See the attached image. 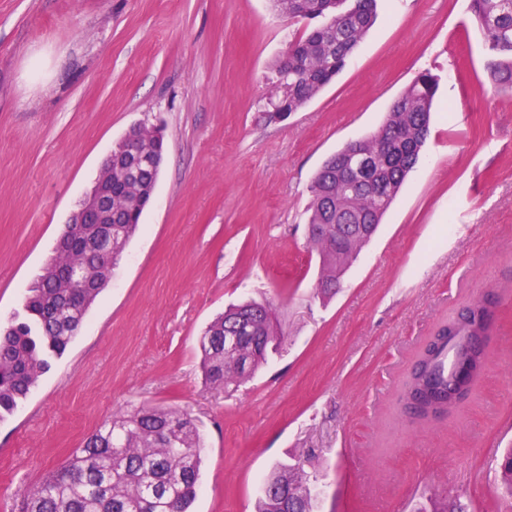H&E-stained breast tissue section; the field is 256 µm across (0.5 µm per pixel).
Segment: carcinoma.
<instances>
[{"label":"carcinoma","mask_w":512,"mask_h":512,"mask_svg":"<svg viewBox=\"0 0 512 512\" xmlns=\"http://www.w3.org/2000/svg\"><path fill=\"white\" fill-rule=\"evenodd\" d=\"M289 19L318 21L304 26L274 64L276 80L267 103L270 119L296 112L312 101L345 67L357 44L377 18V0H270ZM471 20L483 37L488 84L512 91V0H470ZM438 79L418 73L394 101L379 129L328 158L310 186L308 226L319 229L310 242L319 253L323 292L335 290L340 275L368 238L338 234L336 224H371L382 217L417 163L430 133V112ZM359 147L370 167L348 190L341 188L345 156ZM148 150L152 170L138 165L135 150ZM164 141L156 127L137 126L112 148V257L88 248L96 224H68L37 283L25 297L27 319L0 327V420L36 387L49 358L62 355L83 324L89 307L110 279L134 235L155 188ZM451 321L459 339L444 341L437 354L420 355L401 393L413 422L429 419L436 406L448 413V389L464 354V339L481 324L466 307ZM245 337L249 368L236 352L224 351V337ZM281 337L269 306L247 302L213 320L198 340L204 381L215 391L240 384L265 361ZM204 440L187 414L175 409L141 407L121 412L101 425L73 457L49 472L24 494L20 512H188L196 496ZM503 493L512 496V448L496 469ZM318 481L307 456L279 463L263 478L255 512H314ZM414 512H470L460 498L430 495Z\"/></svg>","instance_id":"obj_1"}]
</instances>
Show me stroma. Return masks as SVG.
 <instances>
[{
    "mask_svg": "<svg viewBox=\"0 0 512 512\" xmlns=\"http://www.w3.org/2000/svg\"><path fill=\"white\" fill-rule=\"evenodd\" d=\"M298 30L268 0H0V324L23 311L113 146L162 128L140 227L64 354L0 421V512L113 413L175 408L205 437L192 512H254L272 465L310 456L319 512H411L459 494L506 512L512 447V94L485 88L469 0H379L344 69L281 120L263 110ZM439 88L420 159L330 295L307 238L322 163L373 133L415 75ZM499 300L486 369L447 417L400 392L435 330ZM272 307L283 343L209 390L198 339L229 305Z\"/></svg>",
    "mask_w": 512,
    "mask_h": 512,
    "instance_id": "35a3bbf8",
    "label": "stroma"
}]
</instances>
